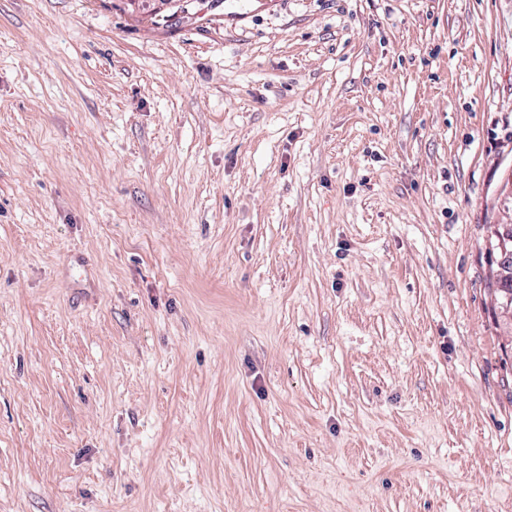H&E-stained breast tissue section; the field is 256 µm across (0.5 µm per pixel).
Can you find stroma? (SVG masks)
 <instances>
[{
    "label": "stroma",
    "mask_w": 512,
    "mask_h": 512,
    "mask_svg": "<svg viewBox=\"0 0 512 512\" xmlns=\"http://www.w3.org/2000/svg\"><path fill=\"white\" fill-rule=\"evenodd\" d=\"M512 0H0V512H512Z\"/></svg>",
    "instance_id": "stroma-1"
}]
</instances>
